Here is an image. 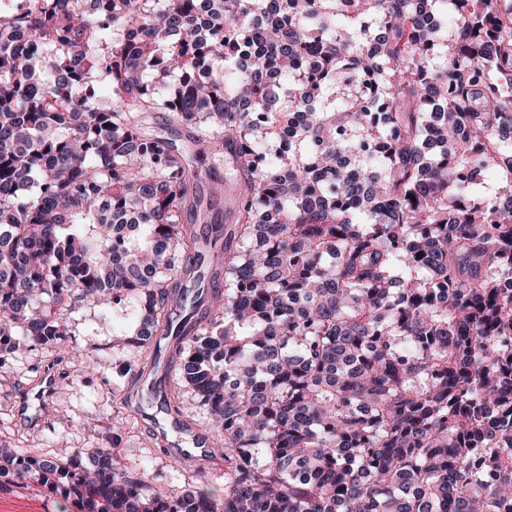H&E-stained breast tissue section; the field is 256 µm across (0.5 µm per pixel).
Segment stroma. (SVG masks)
Segmentation results:
<instances>
[{"label":"stroma","instance_id":"1","mask_svg":"<svg viewBox=\"0 0 512 512\" xmlns=\"http://www.w3.org/2000/svg\"><path fill=\"white\" fill-rule=\"evenodd\" d=\"M70 320L65 346L23 349L0 365V438L18 452L47 457L109 445L124 469L140 473L151 485L178 496L206 491L223 497V472L171 462L126 411L124 396L131 378L121 369L127 357L122 336L131 330L133 315L82 308L74 310ZM78 350L97 358L96 373L76 371L73 358ZM48 372L55 379L50 400L36 420L19 418L21 402L34 396ZM0 512H77V507L15 477L0 485Z\"/></svg>","mask_w":512,"mask_h":512}]
</instances>
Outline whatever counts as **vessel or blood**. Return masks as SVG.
Returning <instances> with one entry per match:
<instances>
[{
	"mask_svg": "<svg viewBox=\"0 0 512 512\" xmlns=\"http://www.w3.org/2000/svg\"><path fill=\"white\" fill-rule=\"evenodd\" d=\"M128 409L174 463L220 465L221 451L215 448L206 429L182 417H168L160 406L141 405L135 396L131 397Z\"/></svg>",
	"mask_w": 512,
	"mask_h": 512,
	"instance_id": "b4317fda",
	"label": "vessel or blood"
}]
</instances>
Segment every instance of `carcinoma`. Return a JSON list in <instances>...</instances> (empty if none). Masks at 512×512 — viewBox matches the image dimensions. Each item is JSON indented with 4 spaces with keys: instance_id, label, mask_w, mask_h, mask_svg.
<instances>
[{
    "instance_id": "obj_1",
    "label": "carcinoma",
    "mask_w": 512,
    "mask_h": 512,
    "mask_svg": "<svg viewBox=\"0 0 512 512\" xmlns=\"http://www.w3.org/2000/svg\"><path fill=\"white\" fill-rule=\"evenodd\" d=\"M509 281L512 0L0 8V363L133 311L224 498L109 447L0 440V474L79 512H512Z\"/></svg>"
}]
</instances>
